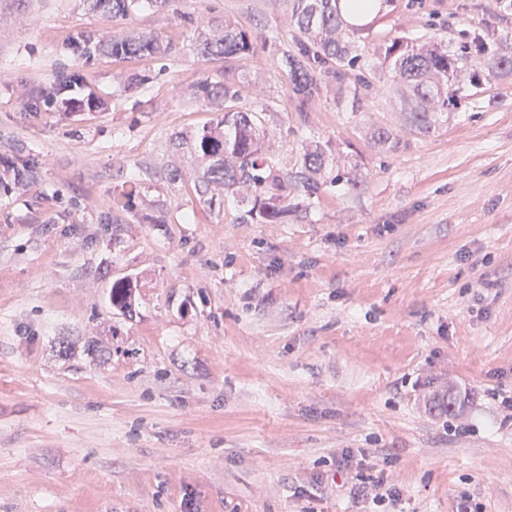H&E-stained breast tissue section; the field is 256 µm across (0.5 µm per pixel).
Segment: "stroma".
Masks as SVG:
<instances>
[{
  "mask_svg": "<svg viewBox=\"0 0 512 512\" xmlns=\"http://www.w3.org/2000/svg\"><path fill=\"white\" fill-rule=\"evenodd\" d=\"M293 4L0 0V157L36 172L0 184V512H512V76L472 62L479 86L460 82L435 133L371 138L409 92L377 45L512 43V0H386L352 37L375 84L350 117L330 95L296 112L275 53ZM200 14L266 38L241 94L274 101L281 164L321 145L355 186L330 181L281 224L198 191L214 114L186 92L224 77L186 22ZM137 32L172 52L67 50ZM132 182V211L105 223ZM119 279L136 284L126 316ZM450 392L452 416L434 407ZM70 50L73 56L87 61L102 51V44L95 34H85L71 43ZM133 289V284L129 279L114 281L110 288V302L112 307L122 313L129 312L134 299Z\"/></svg>",
  "mask_w": 512,
  "mask_h": 512,
  "instance_id": "obj_1",
  "label": "stroma"
}]
</instances>
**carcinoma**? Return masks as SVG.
<instances>
[{
	"instance_id": "1",
	"label": "carcinoma",
	"mask_w": 512,
	"mask_h": 512,
	"mask_svg": "<svg viewBox=\"0 0 512 512\" xmlns=\"http://www.w3.org/2000/svg\"><path fill=\"white\" fill-rule=\"evenodd\" d=\"M137 0H95L96 6L112 15H126ZM338 0H294L291 21L298 33L296 48H282L278 62L280 76L286 82L289 96L295 101V111L306 112L309 106L336 84L337 102L344 95L359 102L362 88L371 86L367 77L352 81L349 70L358 63L351 54L345 33V21L337 7ZM252 34L231 23L203 41V51L224 59V80H203L196 85V97L208 105H216L212 124L196 137V150L208 167L202 177L205 189L218 188L233 193L245 188L254 193L253 206L243 219L261 224H282L288 214L301 207L299 199H312L324 185L327 166L326 151L321 147H303L291 168L280 165L271 146L260 139L268 113L275 111L273 103L254 99L241 103L237 62L256 52ZM72 55L90 60L102 51L98 36L85 34L70 45ZM169 52L152 34L123 35L112 39L115 58L143 57ZM380 64L407 83L414 104L407 112L406 129L414 134L429 135L436 130V111L448 110V82L468 70L474 57L483 59L488 69L504 76L512 75V47L493 46L475 35L461 42L456 53L428 50L398 36L375 49ZM376 144L394 150L400 136L389 128H379L373 134ZM135 187L131 186L112 196V223L121 222L122 213L131 208ZM133 284L128 279L112 282V307L125 313L131 310Z\"/></svg>"
}]
</instances>
